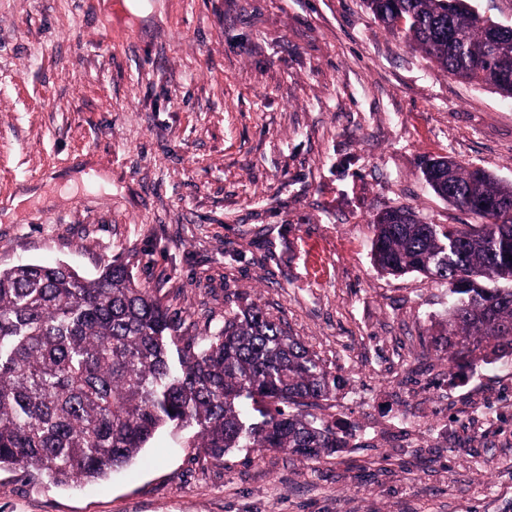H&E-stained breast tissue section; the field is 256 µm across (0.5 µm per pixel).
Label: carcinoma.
<instances>
[{
    "label": "carcinoma",
    "mask_w": 512,
    "mask_h": 512,
    "mask_svg": "<svg viewBox=\"0 0 512 512\" xmlns=\"http://www.w3.org/2000/svg\"><path fill=\"white\" fill-rule=\"evenodd\" d=\"M380 22L436 66L512 98V35L468 0H366ZM423 175L477 224H425L401 206L374 219L372 255L389 274L448 289L428 344L459 366L512 357V183L440 157ZM342 380L259 307L181 341L164 306L112 261L93 279L60 264L0 268V468L57 484L128 465L175 425L216 463L238 448L320 460L348 446L310 409Z\"/></svg>",
    "instance_id": "carcinoma-1"
}]
</instances>
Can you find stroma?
Masks as SVG:
<instances>
[{"label":"stroma","mask_w":512,"mask_h":512,"mask_svg":"<svg viewBox=\"0 0 512 512\" xmlns=\"http://www.w3.org/2000/svg\"><path fill=\"white\" fill-rule=\"evenodd\" d=\"M432 156L511 183L512 101L365 0H0V267L122 262L187 339L259 306L342 378L317 414L354 432L217 464L168 428L91 485L2 469L0 512H512V369L450 376L421 343L447 290L372 259L383 211L473 223Z\"/></svg>","instance_id":"35a3bbf8"}]
</instances>
